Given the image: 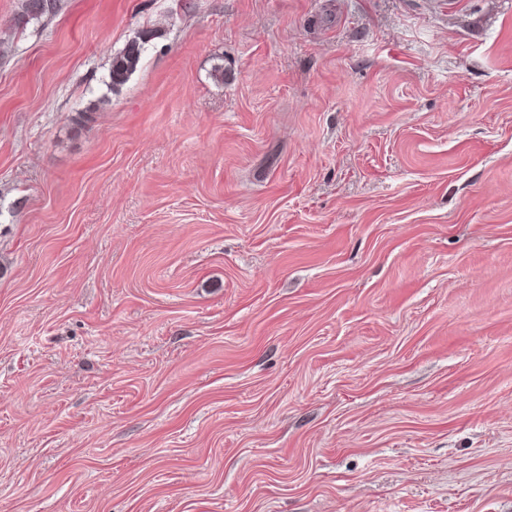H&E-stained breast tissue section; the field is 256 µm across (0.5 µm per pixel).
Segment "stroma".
<instances>
[{"label": "stroma", "mask_w": 512, "mask_h": 512, "mask_svg": "<svg viewBox=\"0 0 512 512\" xmlns=\"http://www.w3.org/2000/svg\"><path fill=\"white\" fill-rule=\"evenodd\" d=\"M60 3L0 0V512H512V0ZM38 0H21L19 11L14 18L15 25L17 27H23L30 21L39 22L42 19L55 15L61 8L59 0H52L53 7L50 12H43L36 8V2ZM153 36L150 30L139 33L127 42L119 54L112 57L108 73L110 89L114 90L126 83L131 74L136 70L146 45Z\"/></svg>", "instance_id": "stroma-1"}]
</instances>
